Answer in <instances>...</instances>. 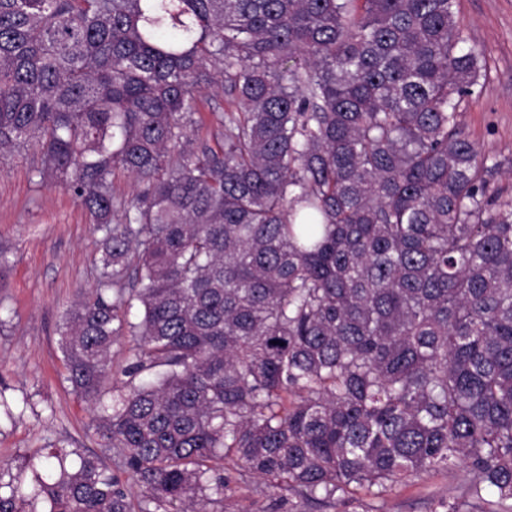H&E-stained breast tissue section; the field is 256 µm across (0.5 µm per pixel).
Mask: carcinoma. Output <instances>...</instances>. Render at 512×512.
I'll return each instance as SVG.
<instances>
[{
	"label": "carcinoma",
	"instance_id": "1",
	"mask_svg": "<svg viewBox=\"0 0 512 512\" xmlns=\"http://www.w3.org/2000/svg\"><path fill=\"white\" fill-rule=\"evenodd\" d=\"M457 2L0 0V159L39 149L103 233L60 349L120 456L0 461V512H224L227 460L288 512L455 464L441 507L512 512V194Z\"/></svg>",
	"mask_w": 512,
	"mask_h": 512
}]
</instances>
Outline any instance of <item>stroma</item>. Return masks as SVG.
<instances>
[{"label":"stroma","instance_id":"1","mask_svg":"<svg viewBox=\"0 0 512 512\" xmlns=\"http://www.w3.org/2000/svg\"><path fill=\"white\" fill-rule=\"evenodd\" d=\"M468 44L484 50L488 78L469 98L462 122L477 147L495 156L494 181L512 170V0H459ZM37 149L0 161V461L33 456L51 446L101 451L95 411L65 379L59 331L66 311L96 288L102 271L101 233L63 188L38 183ZM238 512H271L287 490L261 493L256 479L229 468ZM469 480L463 466L393 485L385 499L352 492L335 512H432L459 496Z\"/></svg>","mask_w":512,"mask_h":512}]
</instances>
